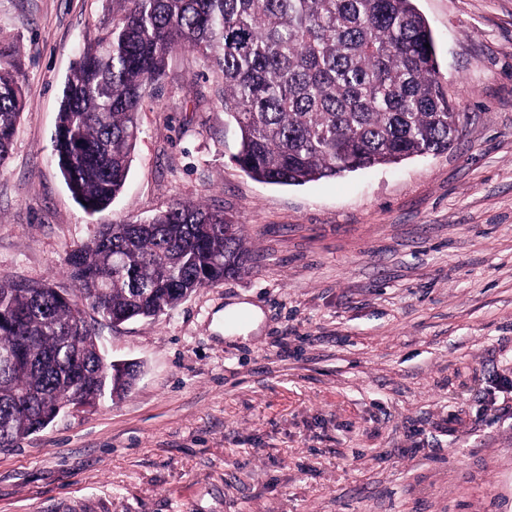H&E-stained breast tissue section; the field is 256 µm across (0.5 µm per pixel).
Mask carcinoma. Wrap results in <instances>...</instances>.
<instances>
[{"mask_svg": "<svg viewBox=\"0 0 512 512\" xmlns=\"http://www.w3.org/2000/svg\"><path fill=\"white\" fill-rule=\"evenodd\" d=\"M112 29L84 46L58 115L54 156L83 209L121 193L140 135L138 112L179 48L221 77L234 121L233 161L256 180L298 186L448 150L460 113L438 75L432 30L416 0H122ZM25 103L0 61V166ZM240 225L176 201L147 222L99 225L68 254L73 289L0 280V448L38 432L75 397H121L129 363L106 374L96 327L155 318L201 288L250 268Z\"/></svg>", "mask_w": 512, "mask_h": 512, "instance_id": "cac0c4a2", "label": "carcinoma"}]
</instances>
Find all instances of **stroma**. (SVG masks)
<instances>
[{
	"label": "stroma",
	"instance_id": "1",
	"mask_svg": "<svg viewBox=\"0 0 512 512\" xmlns=\"http://www.w3.org/2000/svg\"><path fill=\"white\" fill-rule=\"evenodd\" d=\"M452 148L302 186L237 167L223 88L172 54L122 193L87 214L53 160L83 45L118 0H0L26 107L0 167V279L70 288L99 225L174 200L243 225L250 269L153 319L86 312L132 389L0 448V512H512V0H417ZM261 312L240 333L224 319Z\"/></svg>",
	"mask_w": 512,
	"mask_h": 512
}]
</instances>
